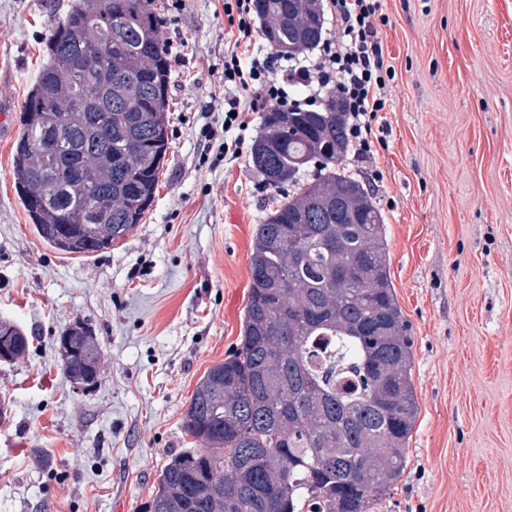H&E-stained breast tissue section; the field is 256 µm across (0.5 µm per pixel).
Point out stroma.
Wrapping results in <instances>:
<instances>
[{
  "instance_id": "stroma-1",
  "label": "stroma",
  "mask_w": 512,
  "mask_h": 512,
  "mask_svg": "<svg viewBox=\"0 0 512 512\" xmlns=\"http://www.w3.org/2000/svg\"><path fill=\"white\" fill-rule=\"evenodd\" d=\"M69 0H0V87L13 125ZM396 70L372 198L414 353L418 416L406 469L375 512H512V0H381ZM168 148L141 224L103 253L36 233L0 138V320L27 352L0 362V512H144L197 383L240 343L257 227L285 191L250 154L203 152L221 0H182ZM100 348L98 382L66 377L75 322Z\"/></svg>"
}]
</instances>
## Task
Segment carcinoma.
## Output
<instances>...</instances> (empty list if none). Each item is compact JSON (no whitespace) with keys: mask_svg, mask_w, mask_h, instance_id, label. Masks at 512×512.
I'll return each instance as SVG.
<instances>
[{"mask_svg":"<svg viewBox=\"0 0 512 512\" xmlns=\"http://www.w3.org/2000/svg\"><path fill=\"white\" fill-rule=\"evenodd\" d=\"M319 0H254L288 53L322 39ZM170 62L153 0H71L46 40L21 117L13 178L39 237L112 248L151 206L167 149ZM336 100L268 112L252 164L288 194L258 225L239 347L198 382L147 512H371L405 470L417 419L414 355L384 219L344 166ZM74 381L97 372L83 323L57 339ZM29 337L0 321V355Z\"/></svg>","mask_w":512,"mask_h":512,"instance_id":"obj_1","label":"carcinoma"}]
</instances>
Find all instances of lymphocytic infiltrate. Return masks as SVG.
Masks as SVG:
<instances>
[{"instance_id": "lymphocytic-infiltrate-1", "label": "lymphocytic infiltrate", "mask_w": 512, "mask_h": 512, "mask_svg": "<svg viewBox=\"0 0 512 512\" xmlns=\"http://www.w3.org/2000/svg\"><path fill=\"white\" fill-rule=\"evenodd\" d=\"M223 9L233 46L224 53V94L213 109L225 115V153L242 156L251 113L312 112L332 95L347 116L354 166L379 178L372 143L389 131L382 114L392 107L396 76L384 57L380 28L388 17L380 0H330L336 37L291 56L257 45L254 0H224Z\"/></svg>"}]
</instances>
